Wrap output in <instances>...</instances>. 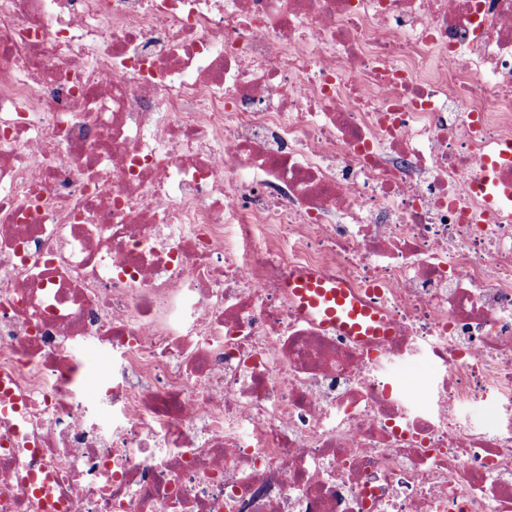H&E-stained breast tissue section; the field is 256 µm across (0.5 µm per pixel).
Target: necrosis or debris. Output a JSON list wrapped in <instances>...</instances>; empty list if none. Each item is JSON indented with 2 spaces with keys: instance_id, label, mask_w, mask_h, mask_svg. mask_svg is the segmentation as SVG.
Masks as SVG:
<instances>
[{
  "instance_id": "obj_1",
  "label": "necrosis or debris",
  "mask_w": 512,
  "mask_h": 512,
  "mask_svg": "<svg viewBox=\"0 0 512 512\" xmlns=\"http://www.w3.org/2000/svg\"><path fill=\"white\" fill-rule=\"evenodd\" d=\"M0 512H512V0H0ZM344 288V286L337 285L336 288L327 290L321 279L311 275L305 278L298 291L305 308H319L321 297H324L326 301L336 295V306L324 309L323 321L327 326L351 334L362 329L358 319L360 316L366 317L368 311L354 302H351L349 306L347 304V292ZM81 360L83 364V383L87 389L92 390L105 377L104 357L93 345H88L81 352Z\"/></svg>"
}]
</instances>
